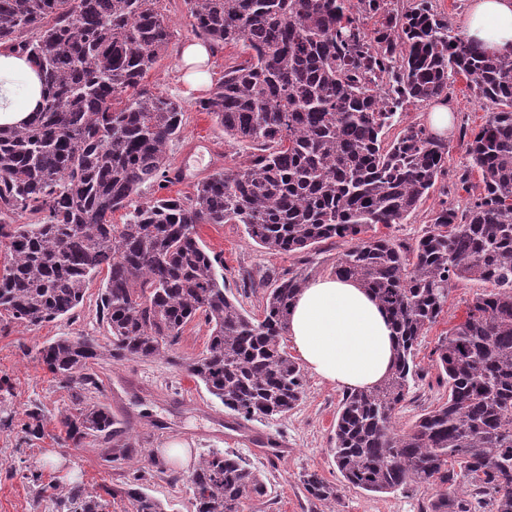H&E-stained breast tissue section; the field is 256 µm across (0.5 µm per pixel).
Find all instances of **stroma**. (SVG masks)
Instances as JSON below:
<instances>
[{"label": "stroma", "mask_w": 512, "mask_h": 512, "mask_svg": "<svg viewBox=\"0 0 512 512\" xmlns=\"http://www.w3.org/2000/svg\"><path fill=\"white\" fill-rule=\"evenodd\" d=\"M158 8L174 37L143 82L153 92L177 100L184 108L183 137L172 149L173 160L183 164L194 177L233 166L244 154V146L225 142L211 115L198 111L202 93L184 92L179 50L193 35L183 0H160ZM448 99L456 108L458 126L447 138L448 167L455 170L470 162L460 127L479 129L488 113L465 78H457L448 91ZM202 133L208 136L207 145L195 146L196 137ZM438 201V195H431L407 220L379 227V234L397 243L415 244ZM196 231L207 251L221 258L227 288L253 315L263 311L259 281L298 267L296 257L275 254L255 244L243 225L200 224ZM248 278L254 286L246 290L242 282ZM102 283L99 277L89 283L84 304L75 317H62L39 327L0 322V378L8 381L7 391L0 395V405L12 415L10 425H0V512H46V501L37 498L17 470L22 458L28 466L42 472L44 482L61 490L77 482L91 490L118 476L117 470L100 459L95 446L87 442L77 446L67 440L58 420L69 406L68 393L37 357L43 344L60 336H92L101 344H108L107 326L97 320L95 312ZM480 289L477 282H462L450 289L447 305L417 348L415 361L421 368V377L394 418L397 429H409L424 410L447 398L448 387L438 377L433 351L440 337L465 320L468 306ZM207 341V326L195 320L186 326L173 359L99 360L92 366L102 381V403L110 406L140 448L139 454L128 461L127 470L144 474V487L163 503L166 512H194L186 478L213 448L241 454L265 481L266 496L250 500L249 512H421L426 506L429 495L420 490L375 494L342 487L330 448L343 392L316 376L306 375L303 398L286 415L247 422L241 432L230 430L228 423L234 419V412L214 398L186 368L205 350ZM35 407L43 415L44 434L30 439L25 437L21 425L27 420V412ZM262 435L282 439L287 445L286 453L277 458L259 453L256 439ZM173 442L187 444L186 459L168 456L167 448ZM158 459L165 462L167 474L157 472L154 462ZM307 471L318 472L341 485L339 497L325 502L310 501L300 482L301 474Z\"/></svg>", "instance_id": "1"}]
</instances>
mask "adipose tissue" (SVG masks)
Instances as JSON below:
<instances>
[{"label":"adipose tissue","instance_id":"1","mask_svg":"<svg viewBox=\"0 0 512 512\" xmlns=\"http://www.w3.org/2000/svg\"><path fill=\"white\" fill-rule=\"evenodd\" d=\"M460 35L486 54L512 53V0H468ZM210 53L203 41L183 47L188 92L208 85ZM42 97L41 78L27 56L0 50V127L27 123ZM288 336L305 367L340 389L373 386L393 362L395 339L385 312L366 289L333 276L309 281L290 310Z\"/></svg>","mask_w":512,"mask_h":512}]
</instances>
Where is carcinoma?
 Masks as SVG:
<instances>
[{
	"instance_id": "carcinoma-1",
	"label": "carcinoma",
	"mask_w": 512,
	"mask_h": 512,
	"mask_svg": "<svg viewBox=\"0 0 512 512\" xmlns=\"http://www.w3.org/2000/svg\"><path fill=\"white\" fill-rule=\"evenodd\" d=\"M158 2L0 0V46L28 54L43 85L30 122L0 128V313L26 327L72 315L108 271L97 313L110 344L63 336L39 349L69 393L67 438L92 439L109 461L132 456L97 401L90 363L164 356L197 318L209 339L188 370L225 408L246 422L294 409L304 373L283 340L308 275L276 277L258 319L224 288L196 225L242 224L260 247L304 265L336 239L347 248L331 274L367 289L395 336L388 374L340 401L332 453L344 481L381 494L434 489L427 512H512V55L465 42L432 0L404 10L394 0H183L195 36L247 54L198 106L254 152L187 196L147 199L142 187L170 182L184 125L180 103L141 85L173 38ZM458 75L489 116L467 141L469 165L450 174L448 144L424 125L386 135L404 105L448 93ZM435 192L415 245L377 235ZM119 209L126 221L114 224ZM465 281L484 288L433 352L448 399L401 432L393 418L420 375L416 347ZM187 482L195 512H244L266 493L246 461L220 449ZM302 484L316 501L338 496L316 472ZM124 493L132 512H163L138 487ZM115 495L78 483L50 498L54 512H106Z\"/></svg>"
}]
</instances>
